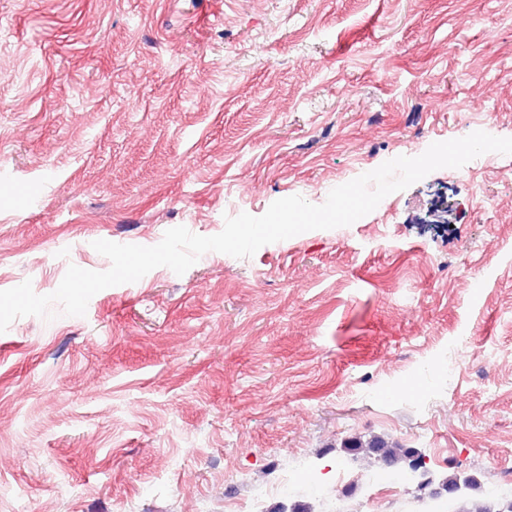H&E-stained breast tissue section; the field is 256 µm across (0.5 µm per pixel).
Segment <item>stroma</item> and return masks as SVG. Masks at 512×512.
<instances>
[{"instance_id":"stroma-1","label":"stroma","mask_w":512,"mask_h":512,"mask_svg":"<svg viewBox=\"0 0 512 512\" xmlns=\"http://www.w3.org/2000/svg\"><path fill=\"white\" fill-rule=\"evenodd\" d=\"M478 130L512 137V0H0V290L107 270L96 240L323 203ZM507 165L486 153L350 226L156 268L82 317L15 320L0 512H239L255 483L263 512H373L359 475L382 465L345 443L374 436L426 460L385 512L504 498ZM451 473L477 489L448 492Z\"/></svg>"}]
</instances>
